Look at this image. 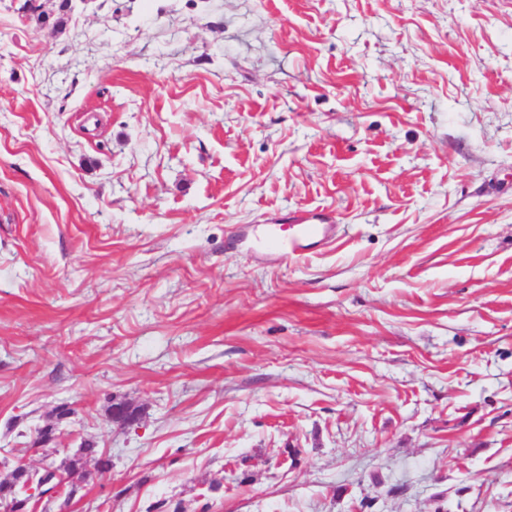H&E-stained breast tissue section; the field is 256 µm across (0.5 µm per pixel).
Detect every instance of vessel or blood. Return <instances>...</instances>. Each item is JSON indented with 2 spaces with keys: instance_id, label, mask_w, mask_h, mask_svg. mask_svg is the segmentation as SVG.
<instances>
[{
  "instance_id": "obj_1",
  "label": "vessel or blood",
  "mask_w": 512,
  "mask_h": 512,
  "mask_svg": "<svg viewBox=\"0 0 512 512\" xmlns=\"http://www.w3.org/2000/svg\"><path fill=\"white\" fill-rule=\"evenodd\" d=\"M336 232V225L309 224L301 219L294 224L268 225L263 241L278 258L300 260L326 245Z\"/></svg>"
}]
</instances>
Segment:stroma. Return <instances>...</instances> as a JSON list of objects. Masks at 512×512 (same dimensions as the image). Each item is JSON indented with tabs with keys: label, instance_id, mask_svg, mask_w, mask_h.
<instances>
[{
	"label": "stroma",
	"instance_id": "35a3bbf8",
	"mask_svg": "<svg viewBox=\"0 0 512 512\" xmlns=\"http://www.w3.org/2000/svg\"><path fill=\"white\" fill-rule=\"evenodd\" d=\"M58 4L0 0V459L104 448L69 512H512V0ZM264 244L275 251L279 259L300 260L326 245L336 236V224H306L301 218L296 224H265Z\"/></svg>",
	"mask_w": 512,
	"mask_h": 512
}]
</instances>
